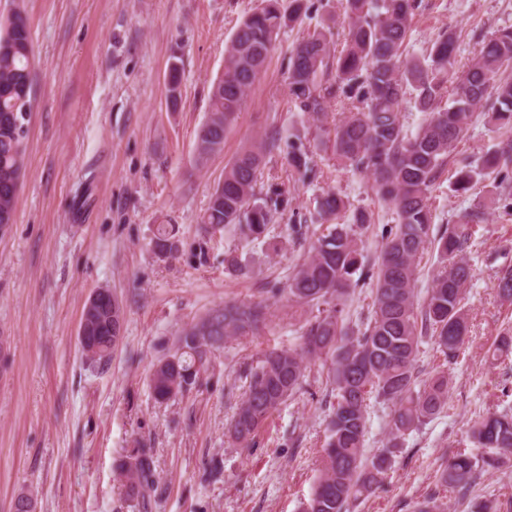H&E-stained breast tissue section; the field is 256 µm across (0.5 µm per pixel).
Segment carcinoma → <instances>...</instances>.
Segmentation results:
<instances>
[{
    "label": "carcinoma",
    "mask_w": 512,
    "mask_h": 512,
    "mask_svg": "<svg viewBox=\"0 0 512 512\" xmlns=\"http://www.w3.org/2000/svg\"><path fill=\"white\" fill-rule=\"evenodd\" d=\"M308 0H261L247 13L224 47L223 77L209 90L208 112L196 131L194 164L206 165L223 151L224 138L249 91L263 72L281 32L307 16ZM420 0H343L348 34L337 49L327 32L315 29L296 43L288 58V96L312 121L319 146L330 151L336 165L366 174L371 188L395 214V223L381 227L382 248L376 263L366 265L360 231L373 223V213L350 205L336 191L316 199V221L327 233L314 241L288 279L289 300L319 307L308 320L295 347L272 348L246 372V386L230 424L242 448H251L258 429L303 385L307 365L322 360L331 365L335 403L319 473L301 512H350L363 496L380 489L392 468L391 451L368 456L366 436L371 403L393 406L391 436L396 441L448 404V372L439 370L419 380L420 346L430 339L449 362L457 356L468 333L464 307L473 269L465 254V224L480 220L487 203L512 198L508 176L484 185L465 223L446 224L434 231L432 191L448 159L463 141L474 114L488 122L512 127V81L497 76L512 68V26L482 40L476 55L459 68L455 32L442 33L421 55L407 49L412 21ZM32 46L24 0H15L11 18L0 28V116L14 111L21 100L33 108ZM181 69L168 73L169 103L181 99ZM422 113L416 129L405 128L403 105ZM341 109L339 115L332 107ZM279 149L273 136L243 148L224 167V179L210 195L200 223L214 230L235 226L253 241L261 239L272 211L283 200L257 190L267 157ZM27 144L0 128V181L24 171ZM512 164V141L505 140L482 162L464 163L456 172L454 192L466 194L474 183ZM288 166L311 177L308 153L293 143ZM17 194L0 189V224L14 221ZM155 252L169 258L177 250L172 224L156 228ZM439 265L424 299L415 292L418 267L429 246ZM369 281L373 312L349 326L346 301L360 282ZM496 294L512 303V269L496 277ZM124 318L117 299H100L90 334L97 341L82 348L85 357L107 365L121 341L110 333V317ZM269 320L262 301L226 302L196 323L181 329L173 348L151 374L153 394L167 401L191 390L209 369L215 352L228 341L250 336ZM470 443L488 449L480 457L459 453L447 459L437 474V486L465 494L480 473L497 469L512 458V408L473 420ZM155 449L137 440L119 466L125 496L139 512H150L159 480Z\"/></svg>",
    "instance_id": "cac0c4a2"
}]
</instances>
